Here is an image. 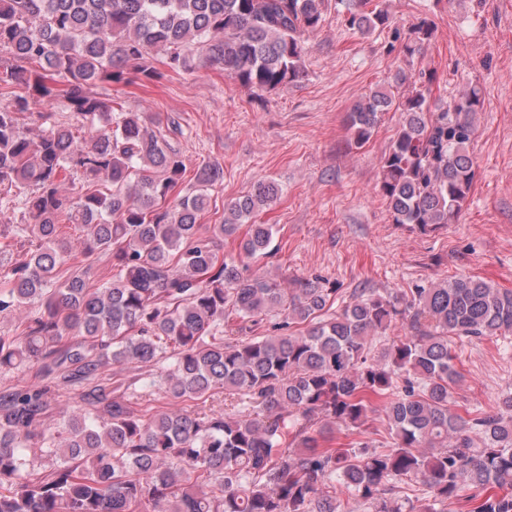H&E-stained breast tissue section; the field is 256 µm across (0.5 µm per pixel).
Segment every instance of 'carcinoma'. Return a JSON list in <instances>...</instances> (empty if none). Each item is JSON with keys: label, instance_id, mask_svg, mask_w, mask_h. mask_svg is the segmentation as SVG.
<instances>
[{"label": "carcinoma", "instance_id": "obj_1", "mask_svg": "<svg viewBox=\"0 0 512 512\" xmlns=\"http://www.w3.org/2000/svg\"><path fill=\"white\" fill-rule=\"evenodd\" d=\"M338 4L348 29L389 28L408 58L434 38L426 16L403 34L370 0ZM325 21L324 0H0V218L21 212L12 238L35 243L0 276V314L28 309L0 335V373L42 364L39 381L0 395V512H336L338 485L368 512H512V391L457 411L451 347L512 335V290L462 275L420 284L402 304L362 288L334 310L337 289L319 277L246 276L241 260L219 258L214 236L247 224L244 255L269 254L273 225L255 218L278 184L257 183L206 227L223 168L200 167L198 188L177 193L186 166L150 129L157 120L116 114L98 96L103 84L160 79L154 54L177 73L204 61L272 92L301 76L305 36ZM394 80L411 90L373 91L349 129L361 147L386 112H402L379 188L394 223L431 232L467 205L482 91L469 83L433 105L432 78L401 69ZM47 98L64 99L74 122L27 121ZM103 254L112 278L94 288ZM271 315L279 333L252 335ZM158 358L170 361L171 402L198 406L222 390L249 412L138 409L140 394L97 373L104 360ZM65 385L83 388L81 405L38 430ZM376 412L388 438L353 439ZM330 425L350 441L328 446ZM32 448L54 468L36 470ZM403 480L425 492L394 500Z\"/></svg>", "mask_w": 512, "mask_h": 512}]
</instances>
